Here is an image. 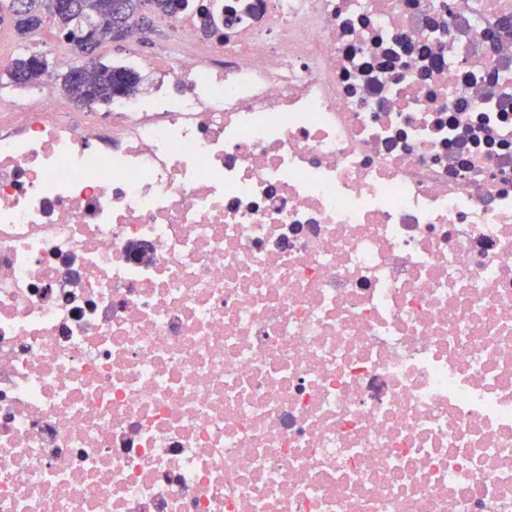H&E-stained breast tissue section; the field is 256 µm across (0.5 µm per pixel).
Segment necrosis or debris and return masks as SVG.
I'll return each mask as SVG.
<instances>
[{"label": "necrosis or debris", "instance_id": "4bbe7bcc", "mask_svg": "<svg viewBox=\"0 0 512 512\" xmlns=\"http://www.w3.org/2000/svg\"><path fill=\"white\" fill-rule=\"evenodd\" d=\"M209 4L0 96V512H512V0Z\"/></svg>", "mask_w": 512, "mask_h": 512}]
</instances>
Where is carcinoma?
<instances>
[{
  "label": "carcinoma",
  "instance_id": "carcinoma-1",
  "mask_svg": "<svg viewBox=\"0 0 512 512\" xmlns=\"http://www.w3.org/2000/svg\"><path fill=\"white\" fill-rule=\"evenodd\" d=\"M56 0H25V20L16 21L18 30L27 33L40 28L47 17L57 25L59 33L66 39L77 42L79 32L85 27H95L112 34L110 40L126 39V32L132 27L141 28L150 23L141 13L143 0H81L82 8L77 13H67L55 7ZM156 16H171L181 10L179 3L187 0H148ZM220 11L216 4L200 15L202 32L210 35L217 31L215 13ZM36 52H28L15 58L7 76L15 86L40 88L51 76L49 65L38 67L34 59ZM91 74L84 76L81 67H72L62 79V91L72 100L83 104H110L119 96L136 92L141 83V74L130 66L105 64L100 55L94 54Z\"/></svg>",
  "mask_w": 512,
  "mask_h": 512
}]
</instances>
